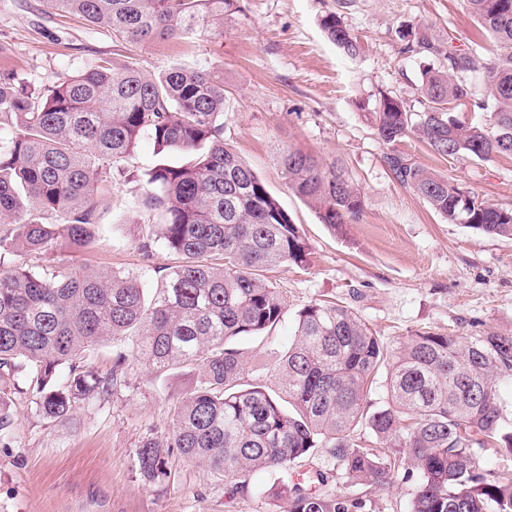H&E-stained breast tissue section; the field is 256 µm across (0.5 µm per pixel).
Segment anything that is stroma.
I'll use <instances>...</instances> for the list:
<instances>
[{
    "label": "stroma",
    "instance_id": "1",
    "mask_svg": "<svg viewBox=\"0 0 512 512\" xmlns=\"http://www.w3.org/2000/svg\"><path fill=\"white\" fill-rule=\"evenodd\" d=\"M240 6L223 26L142 44L61 16L45 0H0V82L36 95L102 57L155 76L176 62L197 63L223 81L225 143L312 247L307 268L281 265L261 273L282 290L286 314L269 339L243 342L250 379L268 381L274 349L293 339L298 311L313 300L352 307L390 344L417 331L465 339L512 334V238L448 223L395 182L384 162L391 147L370 119L383 94L398 97L410 112L423 109L418 86L430 61L405 51L399 32L408 25L430 24L460 50L477 44L483 57L497 53L464 0H349L345 7L340 0H241ZM331 11L358 36L357 56L327 39L320 20ZM400 148L480 200L512 208V157L443 159L414 135ZM288 149L342 164L364 201L359 222L341 232L319 222L285 183L279 159ZM180 158L176 151L158 154L153 140L142 137L127 178L100 192L95 247L36 258L33 266L139 269L138 243L151 227L140 206L147 173L160 160ZM190 380L185 371L156 378L138 365L129 388L80 403L64 422L44 419L27 399L15 400L12 438L0 444V512H288L287 498L268 491L297 482L303 470H334L330 492L366 493L321 454L285 475L250 474L247 494L234 499L224 493L223 476L176 451L167 458L168 478L144 483L138 445L145 436L168 434L171 411Z\"/></svg>",
    "mask_w": 512,
    "mask_h": 512
}]
</instances>
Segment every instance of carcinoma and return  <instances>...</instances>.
Masks as SVG:
<instances>
[{
    "label": "carcinoma",
    "mask_w": 512,
    "mask_h": 512,
    "mask_svg": "<svg viewBox=\"0 0 512 512\" xmlns=\"http://www.w3.org/2000/svg\"><path fill=\"white\" fill-rule=\"evenodd\" d=\"M502 52L448 50L430 26L402 35L404 50L439 61L422 73L424 111L383 95L371 118L379 137L397 144L416 135L445 158L512 155V0H465ZM55 11L107 27L133 41L174 39L224 23L240 0H46ZM344 53L360 51L340 17L321 20ZM476 73L494 107L485 125L455 108L469 102L460 75ZM0 441L11 434L12 397L24 394L51 421L68 419L89 399L129 387L137 362L150 370L190 369L192 382L166 437H144L142 479L166 476L174 449L224 476L233 498L244 476L288 470L314 451L353 482L388 493L398 477L417 486L407 512H512V472L487 474L476 449L512 453L497 396L512 381V334L457 336L416 332L389 345L351 307L312 301L295 320V337L277 353L268 383L247 379L238 343L263 339L286 312L282 292L260 277L268 266L309 264L311 247L279 200L224 143V82L209 67H174L158 77L107 58L58 79L45 93L20 95L0 83ZM182 160L150 172L143 210L159 224L139 248L177 256L170 267L145 265L100 273L87 267L37 270L26 257L90 250L99 231L98 184L124 176L138 141ZM392 178L450 224L512 238V209L470 196L448 178L396 149L384 157ZM288 190L323 224L341 230L360 219V193L336 163L288 150L281 155ZM112 340V368L80 365L83 353ZM385 393L372 399L380 369ZM363 427L385 445L354 443ZM316 470L284 488L289 512H368V500L324 490Z\"/></svg>",
    "instance_id": "carcinoma-1"
}]
</instances>
